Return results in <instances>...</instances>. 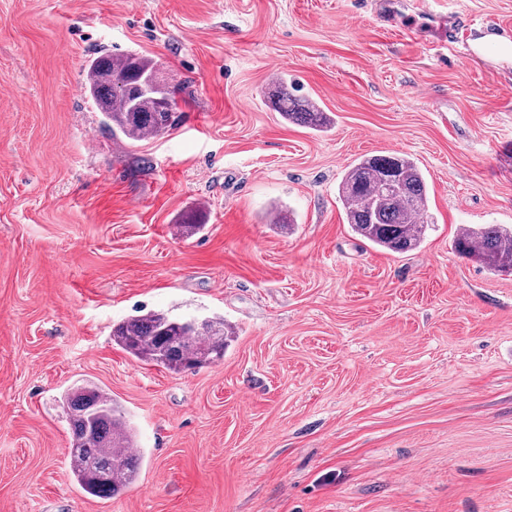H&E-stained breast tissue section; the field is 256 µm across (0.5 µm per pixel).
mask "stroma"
Returning <instances> with one entry per match:
<instances>
[{"instance_id":"obj_1","label":"stroma","mask_w":512,"mask_h":512,"mask_svg":"<svg viewBox=\"0 0 512 512\" xmlns=\"http://www.w3.org/2000/svg\"><path fill=\"white\" fill-rule=\"evenodd\" d=\"M486 32L512 37V0H0V512H512V275L455 249L512 225ZM126 51L189 90L163 136L112 133L83 93ZM276 68L330 131L274 109ZM382 154L428 185L403 254L338 199ZM139 308L236 334L173 373L113 343ZM86 381L140 446L109 500L70 472L61 398Z\"/></svg>"}]
</instances>
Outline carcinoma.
I'll return each mask as SVG.
<instances>
[{"instance_id": "obj_1", "label": "carcinoma", "mask_w": 512, "mask_h": 512, "mask_svg": "<svg viewBox=\"0 0 512 512\" xmlns=\"http://www.w3.org/2000/svg\"><path fill=\"white\" fill-rule=\"evenodd\" d=\"M156 62L136 52L102 54L86 66L84 93L102 113L112 131L140 141L167 133L177 120L181 90L143 89ZM275 107L295 124L327 131L333 119L310 98L295 96L282 75L275 83ZM396 188L383 189L385 176ZM347 224L373 245L405 253L417 248L426 232L427 185L417 164L406 155H374L350 165L338 188ZM456 249L495 275H512V225L478 224L456 239ZM171 318L155 311L134 315L115 325L112 339L132 357L172 372L195 368L224 356L233 329L222 318ZM62 405L72 432L69 448L74 479L87 494L110 499L138 476L140 457L125 449L134 445L126 413L112 395L85 382L69 389Z\"/></svg>"}]
</instances>
